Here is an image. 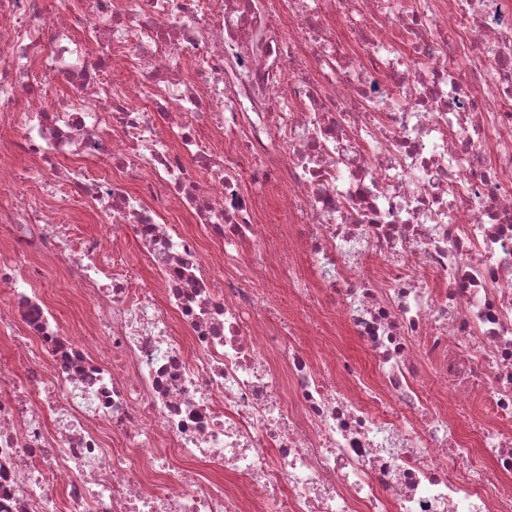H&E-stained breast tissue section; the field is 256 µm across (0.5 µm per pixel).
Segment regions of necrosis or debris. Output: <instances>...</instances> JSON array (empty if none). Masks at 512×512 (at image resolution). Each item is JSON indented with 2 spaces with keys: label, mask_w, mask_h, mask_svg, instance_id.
Segmentation results:
<instances>
[{
  "label": "necrosis or debris",
  "mask_w": 512,
  "mask_h": 512,
  "mask_svg": "<svg viewBox=\"0 0 512 512\" xmlns=\"http://www.w3.org/2000/svg\"><path fill=\"white\" fill-rule=\"evenodd\" d=\"M81 3L0 0V512H512V0ZM41 202L44 204L54 203L56 216L72 225L76 238L101 235L104 232L105 224L101 222L100 217L89 205L78 209H66L59 207L57 199L53 200L49 197H41ZM115 252L128 255L131 259L137 262L139 266V274L143 279H153L155 277L153 272L145 265L139 255L131 235L121 236L116 239L111 237L107 244V251L104 255L105 261L112 262V253ZM53 311L61 322L66 325L76 323L80 318L86 317V308H89L86 300L82 306L62 298H56L52 301ZM296 338L302 343L308 352L318 357L326 337L335 340L336 350L357 361L364 369H372V360L360 341L351 333L339 331L335 336H318L312 333L303 320H296Z\"/></svg>",
  "instance_id": "obj_1"
}]
</instances>
